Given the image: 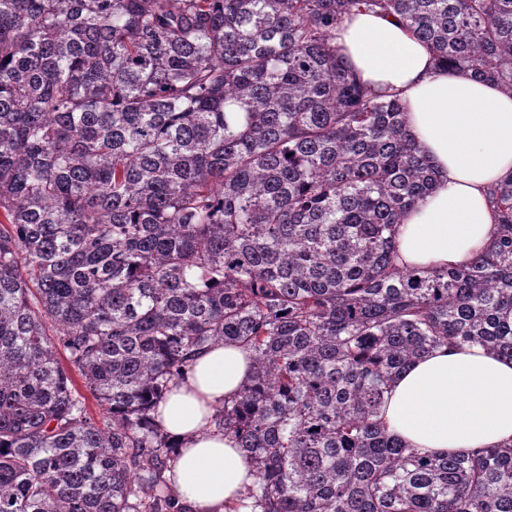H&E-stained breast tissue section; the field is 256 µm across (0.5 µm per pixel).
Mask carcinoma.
I'll use <instances>...</instances> for the list:
<instances>
[{
	"label": "carcinoma",
	"instance_id": "carcinoma-1",
	"mask_svg": "<svg viewBox=\"0 0 512 512\" xmlns=\"http://www.w3.org/2000/svg\"><path fill=\"white\" fill-rule=\"evenodd\" d=\"M355 11L512 91V0H0V512H186L151 412L226 343L251 512H512V445L380 421L437 347L512 359V178L490 251L397 267L436 175L332 46Z\"/></svg>",
	"mask_w": 512,
	"mask_h": 512
}]
</instances>
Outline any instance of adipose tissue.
<instances>
[{
	"instance_id": "adipose-tissue-1",
	"label": "adipose tissue",
	"mask_w": 512,
	"mask_h": 512,
	"mask_svg": "<svg viewBox=\"0 0 512 512\" xmlns=\"http://www.w3.org/2000/svg\"><path fill=\"white\" fill-rule=\"evenodd\" d=\"M333 44L366 86L397 95L437 176L397 227V265L457 267L490 249L491 189L512 176V93L437 68L430 49L391 17L354 13L337 25ZM252 373L243 348H208L156 407L165 432L184 443L172 483L191 512H234L256 481L247 453L212 425ZM383 420L422 454L512 443V360L479 345L441 347L392 383Z\"/></svg>"
}]
</instances>
